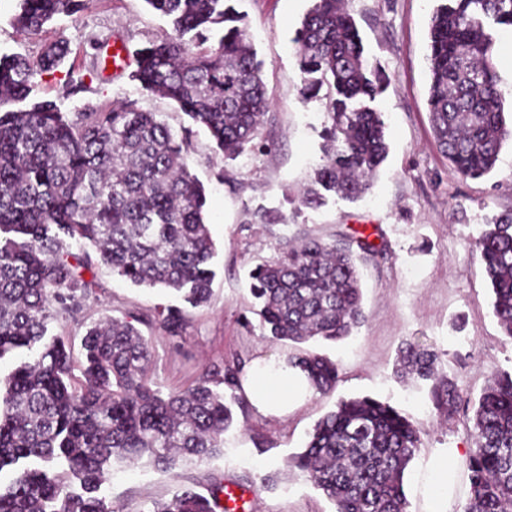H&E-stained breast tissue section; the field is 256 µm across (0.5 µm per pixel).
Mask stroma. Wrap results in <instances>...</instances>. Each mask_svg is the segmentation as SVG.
<instances>
[{
    "label": "stroma",
    "mask_w": 512,
    "mask_h": 512,
    "mask_svg": "<svg viewBox=\"0 0 512 512\" xmlns=\"http://www.w3.org/2000/svg\"><path fill=\"white\" fill-rule=\"evenodd\" d=\"M233 3L245 14L265 63L271 105L260 133L269 146L227 160L215 154L204 130L195 129L191 138L186 162L205 188V217L216 246L209 304L189 309L182 335L170 337L156 321L157 310L181 305L179 295L133 286L98 262L93 266L100 284L96 294L77 312L51 321L48 334L71 343L79 364L89 324L136 316L139 330L151 340L148 375L165 394L186 389L222 362L280 359L288 348L270 340L250 294L249 273L276 256L281 239L330 241L340 231L368 233L383 248L360 265L366 320L344 342L317 347L340 363L334 394H310L282 419L261 417L251 407L236 411L237 425L224 434L222 457L176 475L126 466L115 471L103 493L118 512H148L176 484L201 491L223 477L250 487L257 512H334L320 491L287 472L285 463L301 451L308 432L338 399L371 396L424 428L405 478L409 512H464L469 496L465 463L476 449L468 417L439 416L428 384L400 378L398 360L409 342L442 351L449 377L474 398L493 373L512 371V341L492 314L491 291L475 248L484 224L512 210V147H503L490 174L471 179L457 174L436 144L427 107L428 44L439 0H345L367 56L388 76L373 107L383 114L389 152L362 199L332 195L322 207L302 205V191L324 158L320 132L328 104L326 96L306 102L300 93L293 38L312 0ZM18 10L19 0H0V55L34 61L59 39L70 49L56 70L37 78L33 98L54 100L66 112L109 110L134 99L173 131L187 125L172 101L141 90L128 72L105 78L90 69L92 58L111 54L113 37H121L132 56L169 30L168 20L146 0H85L78 14L57 17L37 34L13 25ZM73 81L84 82L85 92L70 94ZM264 213L279 215V222L263 223ZM441 464L448 467L447 488L433 503L425 488Z\"/></svg>",
    "instance_id": "obj_1"
}]
</instances>
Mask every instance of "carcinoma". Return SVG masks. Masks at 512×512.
<instances>
[{"label":"carcinoma","mask_w":512,"mask_h":512,"mask_svg":"<svg viewBox=\"0 0 512 512\" xmlns=\"http://www.w3.org/2000/svg\"><path fill=\"white\" fill-rule=\"evenodd\" d=\"M167 18L166 31L136 51L130 78L173 101L205 129L215 152L236 159L261 149L268 109L264 61L231 0H145ZM83 0H21L15 24L39 33ZM512 29V0H443L431 18L428 110L435 140L466 178L491 173L512 125L494 59L493 26ZM301 95L323 85L334 93L325 127L326 159L301 203L319 207L326 194L354 200L388 155L382 113L370 106L386 76L370 64L354 19L340 0H313L296 31ZM67 43L47 45L37 61L0 57V360L41 344L32 361L5 377L0 390V512H115L102 495L114 466L146 461L172 474L183 464L224 453V432L243 406L242 368L215 365L190 387L162 395L147 367L151 342L137 318L106 317L82 339L81 378L71 351L48 323L95 293L93 261L135 286L162 287L193 307L210 300L214 243L204 219V187L184 161L191 130L177 135L155 112L128 99L109 111L75 116L53 100L28 101L37 76L57 68ZM21 103L16 110H1ZM493 294V314L512 340V212L485 225L476 242ZM378 252L362 233L325 242L283 241L251 273L253 296L272 339L304 344L339 341L365 321L358 264ZM160 328L182 335L187 312L159 310ZM406 374L431 383L430 397L452 417L472 409L477 448L466 460L465 512H512V373L491 376L477 400L464 396L441 354L409 344ZM317 393H333L336 362L290 352ZM422 429L369 396L344 399L314 426L290 464L335 506L334 512H408L404 488ZM147 512H224V479L208 494L178 485Z\"/></svg>","instance_id":"carcinoma-1"}]
</instances>
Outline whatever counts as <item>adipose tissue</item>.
Returning a JSON list of instances; mask_svg holds the SVG:
<instances>
[{
  "instance_id": "obj_1",
  "label": "adipose tissue",
  "mask_w": 512,
  "mask_h": 512,
  "mask_svg": "<svg viewBox=\"0 0 512 512\" xmlns=\"http://www.w3.org/2000/svg\"><path fill=\"white\" fill-rule=\"evenodd\" d=\"M247 397L265 416L285 417L291 405L302 400L309 386L300 372L285 367L252 372L243 382Z\"/></svg>"
}]
</instances>
